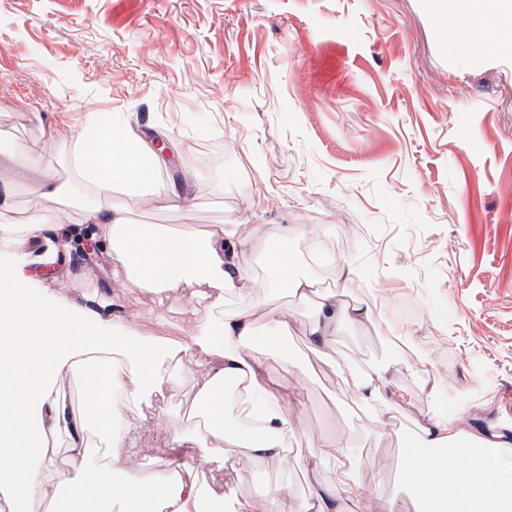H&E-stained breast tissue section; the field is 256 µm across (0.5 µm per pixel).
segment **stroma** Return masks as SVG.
Returning a JSON list of instances; mask_svg holds the SVG:
<instances>
[{
	"instance_id": "35a3bbf8",
	"label": "stroma",
	"mask_w": 512,
	"mask_h": 512,
	"mask_svg": "<svg viewBox=\"0 0 512 512\" xmlns=\"http://www.w3.org/2000/svg\"><path fill=\"white\" fill-rule=\"evenodd\" d=\"M93 113L115 132L159 137L179 160L178 172L158 168L177 206L125 197L133 222L201 233L235 224L259 241L297 227L298 251L319 244L308 274L376 312L326 345L291 341L305 426L288 465L243 454L230 470L185 449L223 484V512L282 481L302 497L292 460L328 435L359 459L350 512L403 500L405 411L345 398L372 365L417 397L440 379L438 407L463 426L512 417V47L448 52L428 0H0V138L26 147L0 161L14 201L0 225L82 223L89 191L74 158ZM48 173L62 190L52 206ZM343 262L360 273L339 283ZM24 271L48 297L174 343L204 309L188 290L135 287L102 248ZM192 395L183 372L164 396L122 407L121 458L166 468Z\"/></svg>"
}]
</instances>
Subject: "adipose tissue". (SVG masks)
Segmentation results:
<instances>
[{"mask_svg": "<svg viewBox=\"0 0 512 512\" xmlns=\"http://www.w3.org/2000/svg\"><path fill=\"white\" fill-rule=\"evenodd\" d=\"M436 2L449 50L512 42V0ZM79 140L76 170L89 190L85 218L113 262L135 285L161 296L204 284L220 296L205 306L189 342L169 347L140 336L129 322L109 323L95 309L45 298L23 269L0 271V512H33L38 505L43 512H205L206 504L223 505L224 488L203 481L196 464L172 463L152 481L123 480L129 462L114 453L93 462L87 433L111 441L121 406L163 392L162 367L171 359L187 362L194 388L193 424L171 438V449L203 448L225 468L234 467L241 449L260 462H286V440L302 426L301 402L294 384L270 374L268 360L277 355L293 367L286 357L293 319L287 309L265 313L251 303L258 283L246 255L254 243L235 225L200 234L128 219L117 200L153 195L157 152L130 134H115L111 121L98 116L82 126ZM297 234L281 226L262 250L276 272L274 290L311 306L304 329L310 343L371 321L373 308L343 303L299 273ZM227 294L240 305L225 309ZM84 370L94 380L75 409L67 390ZM387 373L384 367L359 373L355 396L365 407H411L414 428L401 439L398 479L413 512H512V421L463 429L457 416L434 407L441 381L426 383V400L416 403L390 385ZM229 383L249 404L245 419L226 414ZM325 461L343 476L357 465L342 438H319L305 462L312 476L305 500L291 506L278 484L265 491L259 512H344L359 488L325 481Z\"/></svg>", "mask_w": 512, "mask_h": 512, "instance_id": "obj_1", "label": "adipose tissue"}]
</instances>
